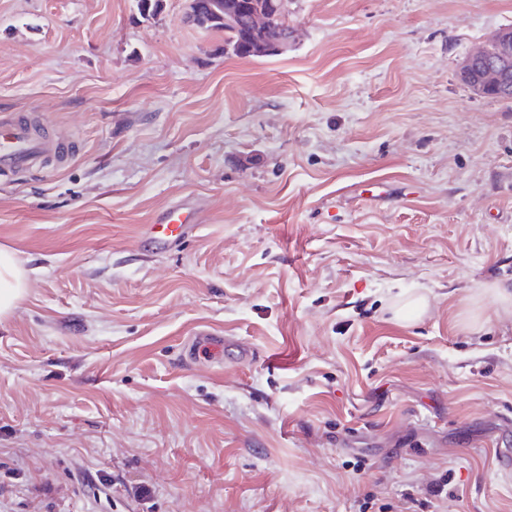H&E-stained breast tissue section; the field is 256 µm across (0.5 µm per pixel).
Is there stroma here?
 I'll return each instance as SVG.
<instances>
[{
    "instance_id": "1",
    "label": "stroma",
    "mask_w": 512,
    "mask_h": 512,
    "mask_svg": "<svg viewBox=\"0 0 512 512\" xmlns=\"http://www.w3.org/2000/svg\"><path fill=\"white\" fill-rule=\"evenodd\" d=\"M186 7L0 0V120L72 148L0 175V512H512V102L460 77L512 0H288L253 58ZM186 209L183 206L170 209L156 224L146 226L145 235L156 249L164 250L196 231L199 224L191 223L198 219ZM29 288L27 271L14 251L0 245V316L9 313ZM222 331H216L210 328H203L196 331L187 348V356L194 360L199 356L207 354L219 358L224 353V346L233 344L240 346L239 342L227 341Z\"/></svg>"
}]
</instances>
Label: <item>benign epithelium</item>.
Listing matches in <instances>:
<instances>
[{
  "instance_id": "1",
  "label": "benign epithelium",
  "mask_w": 512,
  "mask_h": 512,
  "mask_svg": "<svg viewBox=\"0 0 512 512\" xmlns=\"http://www.w3.org/2000/svg\"><path fill=\"white\" fill-rule=\"evenodd\" d=\"M286 10L269 8L255 11L250 6L228 3L224 21L240 24L247 35L245 51L249 57L282 54L288 50L296 36L293 25L285 22ZM276 24L284 27V35L267 42L266 32ZM497 44L495 51H489L485 45L474 48L466 57L461 68L465 79L472 88L484 95L512 96V29H503L493 35Z\"/></svg>"
}]
</instances>
